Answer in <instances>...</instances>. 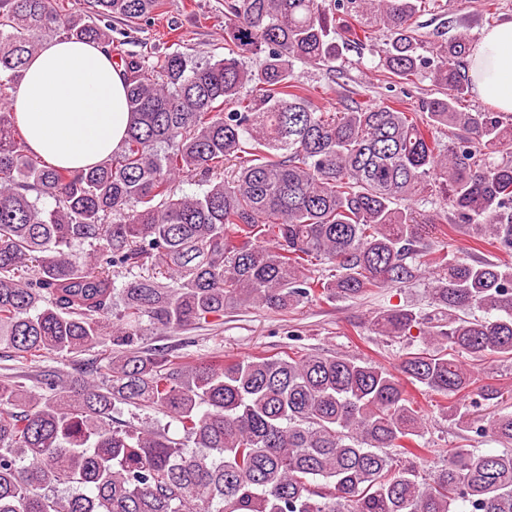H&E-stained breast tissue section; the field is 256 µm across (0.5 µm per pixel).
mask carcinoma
I'll return each mask as SVG.
<instances>
[{"label":"carcinoma","instance_id":"cac0c4a2","mask_svg":"<svg viewBox=\"0 0 512 512\" xmlns=\"http://www.w3.org/2000/svg\"><path fill=\"white\" fill-rule=\"evenodd\" d=\"M423 2L225 0L227 53L194 65L114 46L112 20L147 22L162 0L70 13L0 0V349L26 361L105 347L102 365L36 389L0 379V512H512V451L415 463L424 424L408 384L463 399L451 424L512 445L509 406L482 414L504 393L472 390L464 363L512 359V262L428 243L452 223L512 251V155L494 157L512 149V122L458 106L471 46L419 52ZM352 19L385 30L389 79L441 96L420 113L315 102L295 65L340 74L336 26L357 44ZM48 35L104 45L123 71L132 121L86 171L28 152L7 105ZM447 128L462 137L443 142ZM198 176L204 189L184 193ZM418 271L435 274L431 311L370 320L380 336L425 337L399 375L338 353L193 362L142 339L254 304L357 299ZM124 406L169 422L122 420Z\"/></svg>","mask_w":512,"mask_h":512}]
</instances>
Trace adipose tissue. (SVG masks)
I'll return each mask as SVG.
<instances>
[{
	"instance_id": "1",
	"label": "adipose tissue",
	"mask_w": 512,
	"mask_h": 512,
	"mask_svg": "<svg viewBox=\"0 0 512 512\" xmlns=\"http://www.w3.org/2000/svg\"><path fill=\"white\" fill-rule=\"evenodd\" d=\"M466 73L482 99L512 112V23L483 33ZM12 108L28 151L72 170L110 155L131 118L124 77L107 48L65 38L44 41L30 59Z\"/></svg>"
}]
</instances>
